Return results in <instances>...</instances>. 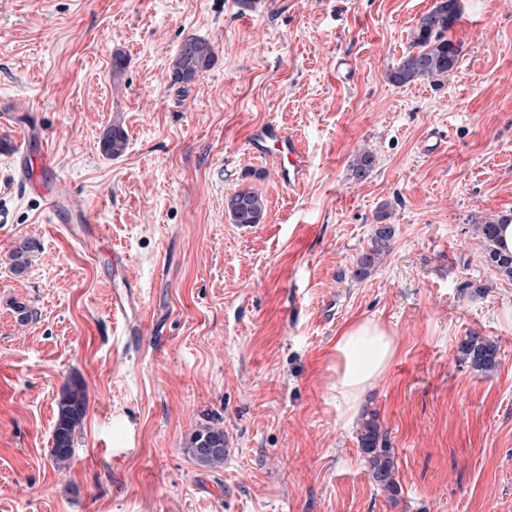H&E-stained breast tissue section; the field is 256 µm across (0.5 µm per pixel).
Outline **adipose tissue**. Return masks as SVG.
Wrapping results in <instances>:
<instances>
[{
  "instance_id": "adipose-tissue-1",
  "label": "adipose tissue",
  "mask_w": 512,
  "mask_h": 512,
  "mask_svg": "<svg viewBox=\"0 0 512 512\" xmlns=\"http://www.w3.org/2000/svg\"><path fill=\"white\" fill-rule=\"evenodd\" d=\"M397 352V340L385 324L366 318L350 324L333 348L340 417L353 422L372 382L382 377Z\"/></svg>"
}]
</instances>
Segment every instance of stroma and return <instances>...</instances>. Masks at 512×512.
<instances>
[{
  "label": "stroma",
  "instance_id": "1",
  "mask_svg": "<svg viewBox=\"0 0 512 512\" xmlns=\"http://www.w3.org/2000/svg\"><path fill=\"white\" fill-rule=\"evenodd\" d=\"M459 3L453 75L400 87L388 75L434 0H0V512H512V280L475 232L512 216V0ZM190 35L216 57L182 88L169 67ZM269 121L310 158L297 189L248 150ZM115 122L117 158L100 148ZM22 132L29 157L54 156L34 185ZM362 148L375 165L356 184ZM243 187L264 223L228 216ZM384 204L391 249L354 280ZM22 238L39 248L18 277ZM364 318L398 340L364 397L393 498L339 417L332 348ZM472 334L498 343L495 371L459 357ZM75 379L89 409L60 469L51 434ZM208 421L218 468L183 451ZM225 209L234 224L253 227L263 223L266 206L263 196L250 187L227 197Z\"/></svg>",
  "mask_w": 512,
  "mask_h": 512
}]
</instances>
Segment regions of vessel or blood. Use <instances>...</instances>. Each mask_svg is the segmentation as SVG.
Returning a JSON list of instances; mask_svg holds the SVG:
<instances>
[{
    "label": "vessel or blood",
    "instance_id": "b4317fda",
    "mask_svg": "<svg viewBox=\"0 0 512 512\" xmlns=\"http://www.w3.org/2000/svg\"><path fill=\"white\" fill-rule=\"evenodd\" d=\"M247 145L251 154L275 160L282 184L295 188L303 183L310 166L309 158L282 125L268 122L254 127Z\"/></svg>",
    "mask_w": 512,
    "mask_h": 512
}]
</instances>
